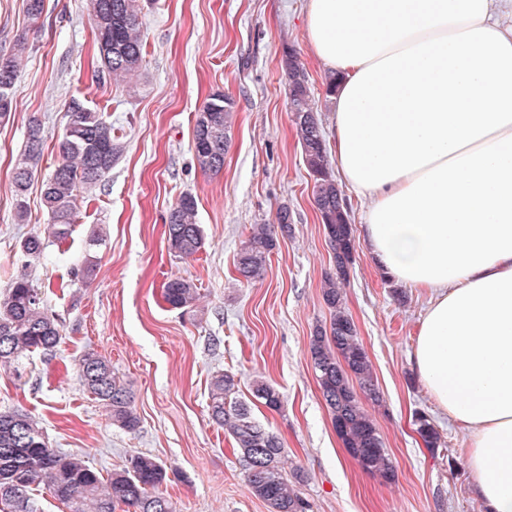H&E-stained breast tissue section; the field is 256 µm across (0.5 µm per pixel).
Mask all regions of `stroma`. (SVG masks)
<instances>
[{"mask_svg":"<svg viewBox=\"0 0 512 512\" xmlns=\"http://www.w3.org/2000/svg\"><path fill=\"white\" fill-rule=\"evenodd\" d=\"M146 62L131 86L113 84L100 67L90 0H44L30 20L24 0H0V55L19 34L29 51L15 84L16 110L0 122V293L28 273L62 324L54 355L33 354L0 370V411L33 416L51 447L77 454L107 474L146 454L177 470L167 493L177 512H267L244 480L231 436L208 412L214 372L232 373L236 396L280 438L286 473L301 469L309 512H485L474 494L462 429L441 412L416 376L411 356L428 296L391 281L366 247V201L347 184L355 253L346 307L375 370L380 401L369 404L396 466L381 482L346 452L325 407L307 354L316 325L330 321L322 283L334 260L312 205L313 179L303 161L281 69L297 50L310 97L331 130L335 97L329 68L311 52L306 0H142ZM234 102L224 169L203 174L193 154L195 114L215 90ZM81 98L118 128L123 154L93 191L79 198L65 240L47 238L34 262L20 242L43 232L49 217L42 180L59 160L67 104ZM39 119L46 147L16 223L12 172L28 124ZM198 205L204 246L193 258L168 247L167 219L183 194ZM288 208L292 233L278 236L263 280L240 282L234 259L250 225L273 224ZM93 266L91 278L79 270ZM192 280L198 305L171 308L170 276ZM106 358L128 388L140 417L135 432L112 425L77 375L79 358ZM264 378L281 393L280 410L252 395ZM428 415L440 434L426 448L413 417Z\"/></svg>","mask_w":512,"mask_h":512,"instance_id":"35a3bbf8","label":"stroma"}]
</instances>
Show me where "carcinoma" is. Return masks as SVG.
<instances>
[{
    "label": "carcinoma",
    "instance_id": "cac0c4a2",
    "mask_svg": "<svg viewBox=\"0 0 512 512\" xmlns=\"http://www.w3.org/2000/svg\"><path fill=\"white\" fill-rule=\"evenodd\" d=\"M93 21L103 70L117 84H128L139 75L145 59L146 42L138 0H91ZM17 55L0 57V81L9 73L17 79V56L28 50L27 38L16 40ZM282 69L288 81V99L304 162L314 177L313 204L320 213L333 252L335 273L325 276L323 299L330 310V330L316 328L308 346L325 405L343 447L363 463V470L384 482L395 479L396 468L380 432L362 399L380 401L373 367L360 344L351 315L347 312L341 285L353 263L354 237L347 203L329 167L324 133L315 115L309 74L300 55L288 50ZM68 123L59 144L62 160L42 182L41 200L50 218L51 234L64 239L77 218V193L95 187L112 170L123 145L112 124L101 113L73 98L68 105ZM233 120L231 99L221 91L210 95L199 110L194 125V159L205 174L224 169L230 147ZM45 145L41 124L27 131L26 144L13 176L16 197L15 220L27 219L25 195L38 168ZM168 243L175 256L185 259L204 246V234L197 219V202L186 193L168 216ZM288 234V208L278 213V225L253 224L237 253L238 275L247 282L261 280L268 272L270 254L276 246V232ZM45 240L32 233L20 243L30 261L40 258ZM166 303L181 309L192 306L199 293L195 283L181 276L164 284ZM61 338V324L48 313L41 292L30 275L20 274L0 296V367L9 368L39 352L51 355ZM78 377L82 386L105 406L112 424L126 432L137 430L140 418L132 395L118 384L112 366L102 356L87 352L80 360ZM238 380L218 372L210 382L209 413L226 429L240 450L244 479L252 495L263 501L268 512H308L298 484L283 474L280 439L252 416L248 405L233 397ZM254 396L278 410L282 395L262 379L254 380ZM417 433L424 445L436 448L440 434L424 413L417 415ZM168 468L149 455L131 457L129 465L107 476L71 453L48 446L44 432L29 414L0 412V512H35L33 487L44 485L65 504L69 512H176L166 493Z\"/></svg>",
    "mask_w": 512,
    "mask_h": 512
}]
</instances>
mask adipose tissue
Here are the masks:
<instances>
[{
  "mask_svg": "<svg viewBox=\"0 0 512 512\" xmlns=\"http://www.w3.org/2000/svg\"><path fill=\"white\" fill-rule=\"evenodd\" d=\"M512 0H307L339 76L334 153L365 243L433 298L413 368L466 434L487 512H512Z\"/></svg>",
  "mask_w": 512,
  "mask_h": 512,
  "instance_id": "ef3b65f1",
  "label": "adipose tissue"
}]
</instances>
